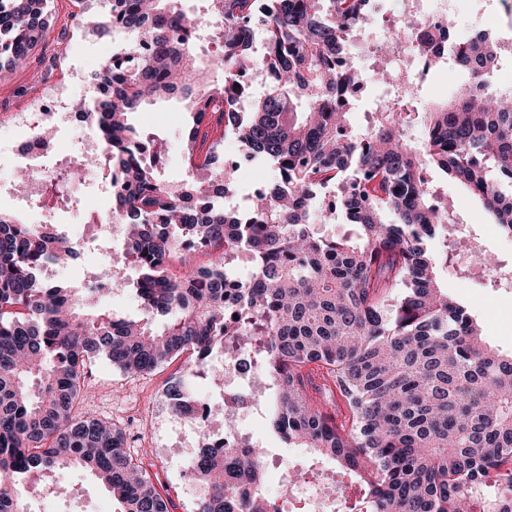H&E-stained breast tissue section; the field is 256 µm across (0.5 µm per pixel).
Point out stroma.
<instances>
[{
    "mask_svg": "<svg viewBox=\"0 0 512 512\" xmlns=\"http://www.w3.org/2000/svg\"><path fill=\"white\" fill-rule=\"evenodd\" d=\"M103 10L102 0H49V26L41 45L25 68L7 73L0 80V210L29 224L65 225L77 237L87 226L90 214L103 217L112 209L104 173H93L90 180L78 186L79 207L69 212L49 211L33 201L17 198L10 186L20 170L41 169L39 163H24L15 148L30 134L32 126L41 123L43 112L50 110L48 88L74 81L78 84L75 97L91 98V73L117 52L118 43L111 37L85 33L78 27V14L85 11L94 15ZM17 112L29 114V125L14 124L13 115ZM130 120L165 141L163 176L171 182L183 180L182 145L191 122L184 103L177 99L151 100L132 113ZM431 176L441 181L444 192L454 199L460 224L476 236L495 266L512 268V241L505 240L496 225L486 223L479 202L455 181H442L439 171H432ZM439 280L450 298L473 311L491 346L505 352L512 350L511 282H490L486 273L475 267L462 274L452 268L440 269ZM192 366L191 358L182 355L151 373L131 376L102 359L86 370L83 380V406L121 432L125 450L164 488L170 512H193L195 508V487L186 473L201 438L183 425L164 392L180 379L196 397L211 399L223 395L216 379L208 372L193 371ZM245 429L271 449L265 491L270 495L280 492L279 461L286 457L305 460L306 449L286 447L266 421L258 417L248 419ZM66 479L72 488L80 490L85 512H118V504L89 471L70 469Z\"/></svg>",
    "mask_w": 512,
    "mask_h": 512,
    "instance_id": "1",
    "label": "stroma"
}]
</instances>
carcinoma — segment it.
<instances>
[{
	"label": "carcinoma",
	"instance_id": "carcinoma-1",
	"mask_svg": "<svg viewBox=\"0 0 512 512\" xmlns=\"http://www.w3.org/2000/svg\"><path fill=\"white\" fill-rule=\"evenodd\" d=\"M105 2L94 29L119 38L125 55L92 75L107 94L76 111L107 154L104 223L125 226L123 265L136 270L143 318L98 307L99 294L125 287L118 275L88 288L47 280L50 264L77 259L86 242L0 211V512H30L28 482L71 467L90 471L119 512H169L122 434L79 403L100 359L143 374L187 351L201 367L215 351L246 356L238 366L262 371L269 395L247 391L241 404L288 446L354 477L367 512H512V352L489 345L440 284V268L468 271L479 246L467 235L448 242L456 211L424 175L433 166L459 182L512 236V90L461 89L429 105L420 152L396 113L354 131L337 108L347 85L398 80L339 64L347 43L337 31L366 20L368 0H204L199 28L224 31V52L207 60L178 0ZM46 3L0 0V74L41 43ZM504 50L463 39L448 64L483 85ZM268 67V91L251 96L241 73ZM212 70L224 81H210ZM177 85L192 123L187 178L174 185L144 156L147 145L162 157L161 141L129 114ZM229 134L244 159L278 172L244 209L224 206ZM99 166L75 161L53 207L77 205L69 187ZM317 212L327 224L343 218L351 236L319 233ZM243 255L251 275L240 280L229 268ZM266 464L255 442L219 454L202 437L188 477L194 512H268Z\"/></svg>",
	"mask_w": 512,
	"mask_h": 512
}]
</instances>
